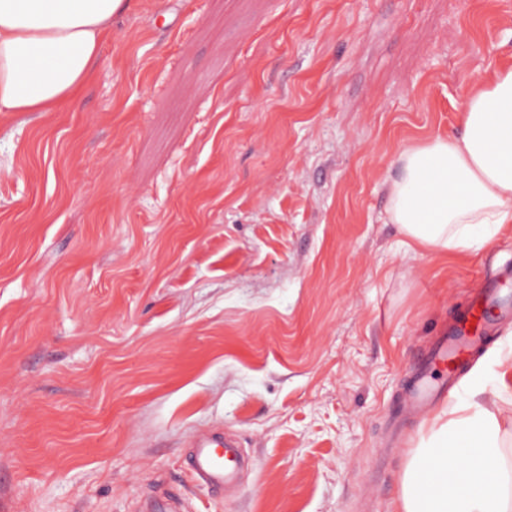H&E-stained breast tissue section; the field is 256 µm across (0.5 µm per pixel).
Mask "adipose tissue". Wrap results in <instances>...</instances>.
Wrapping results in <instances>:
<instances>
[{
  "mask_svg": "<svg viewBox=\"0 0 512 512\" xmlns=\"http://www.w3.org/2000/svg\"><path fill=\"white\" fill-rule=\"evenodd\" d=\"M131 0H0V112H52L78 96ZM461 137L397 156L389 219L412 252H476L512 231V66L470 95ZM394 512H512L497 412L458 403L426 419Z\"/></svg>",
  "mask_w": 512,
  "mask_h": 512,
  "instance_id": "ef3b65f1",
  "label": "adipose tissue"
}]
</instances>
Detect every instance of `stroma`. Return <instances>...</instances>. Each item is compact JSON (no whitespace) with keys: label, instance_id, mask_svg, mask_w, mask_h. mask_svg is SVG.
I'll return each instance as SVG.
<instances>
[{"label":"stroma","instance_id":"35a3bbf8","mask_svg":"<svg viewBox=\"0 0 512 512\" xmlns=\"http://www.w3.org/2000/svg\"><path fill=\"white\" fill-rule=\"evenodd\" d=\"M509 65L512 0H136L74 100L0 113V512H393L409 375L512 234L410 252L388 186ZM449 399L512 406V322ZM235 437L219 432L196 434L187 461L193 479L208 491L222 492L240 483L244 455ZM222 448V449H219Z\"/></svg>","mask_w":512,"mask_h":512}]
</instances>
